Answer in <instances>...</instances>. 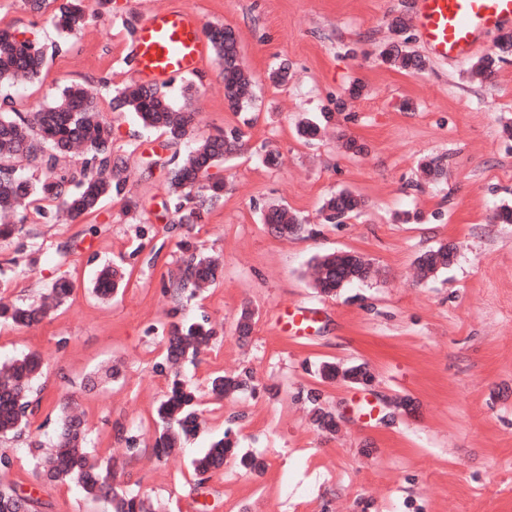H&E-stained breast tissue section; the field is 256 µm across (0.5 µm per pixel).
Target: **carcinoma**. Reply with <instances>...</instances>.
<instances>
[{"instance_id": "obj_1", "label": "carcinoma", "mask_w": 512, "mask_h": 512, "mask_svg": "<svg viewBox=\"0 0 512 512\" xmlns=\"http://www.w3.org/2000/svg\"><path fill=\"white\" fill-rule=\"evenodd\" d=\"M89 7L84 0H60L55 15L56 26L71 33L86 23ZM218 63L224 64V97L235 112L247 109L249 98H238L232 89L246 80L235 58L237 45H224V34L209 39ZM381 57L401 69L422 67L419 55L403 48L382 51ZM46 61L44 48L29 39H20L9 31H0V84L19 79L33 80L41 74ZM116 110L133 112L146 128L159 130L172 144L190 137L195 116L174 107L161 86L135 84L112 97ZM82 150L83 161L75 169L58 168L59 156L73 148ZM246 148V134L231 128L216 135L194 140L193 146L174 163L169 191L180 224H197L208 206L219 201L224 182L214 180L209 169ZM127 181L120 164L112 160L111 129L97 112L90 95L79 87H65L59 95L36 112L0 113V209L16 210L34 206L44 217L41 202H56L78 218L95 213L101 204L113 196H126ZM359 201L348 192L334 194L324 200L320 212L326 224H340L353 213ZM264 224L275 228L277 236L290 237L305 231L303 219L281 207H273L264 215ZM187 253L183 267L174 283L179 293L195 292L212 286L222 276V267L215 257L188 241L179 243ZM312 262L319 276L316 287L324 295L367 281V269L361 256L346 252L340 256L329 253L316 256ZM420 270L428 275L445 269L448 245L426 252L417 258ZM132 271L119 265L103 266L95 279L92 293L108 298L123 288ZM73 292L66 279L55 281L51 288L54 307L62 306ZM48 309L31 304L0 306V323L13 327H29L46 317ZM256 324L255 310L244 304L235 324L241 339L252 335ZM218 331L207 319L192 320L180 306L174 307L162 324L165 353L156 370L168 377L167 391L155 411L152 450L161 459L195 437L200 427V395L181 377L180 368L197 360L202 350L216 344ZM45 358L30 351L14 360L0 372V436L20 437L29 431V415L34 384L44 374ZM252 371L241 368L233 372L218 370L208 379V393L224 400L242 392L257 390ZM308 404L313 426L322 432L334 428L333 417L326 410L323 394L310 388L303 394ZM231 429L213 441L208 451L192 461L197 485H203L213 473L224 467V460L236 454L230 439ZM36 479L50 484L73 485L87 498L107 503V512H154L148 498L133 490L114 486L117 464L112 459L97 460L88 451V433L84 421L73 414L65 403L55 440L45 445L38 440L28 444ZM13 466L12 457L0 454V512H18L19 492L16 483L6 479Z\"/></svg>"}]
</instances>
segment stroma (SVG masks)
I'll return each instance as SVG.
<instances>
[{
  "label": "stroma",
  "instance_id": "1",
  "mask_svg": "<svg viewBox=\"0 0 512 512\" xmlns=\"http://www.w3.org/2000/svg\"><path fill=\"white\" fill-rule=\"evenodd\" d=\"M176 7L201 26L233 30L253 79L248 112H232L215 60L166 90L195 115L194 130L243 127L247 147L212 168L224 195L201 223H178L169 193L173 155L136 114L113 110L115 90L136 82L128 22ZM414 0H97L85 26L55 24L54 0L31 12L26 0H0V29L35 40L49 54L39 81L0 88V108L34 112L64 86L80 84L112 126V155L126 163L127 198L107 199L89 217L49 221L29 215L20 237L0 240V304L46 301L54 281L75 284L70 299L41 322L0 326V366L30 351L49 360L40 410L29 436L0 438L14 459L9 475L39 512H106L74 487L37 480L26 455L30 436L50 443L60 399L84 413L89 445L123 463V488L157 501L163 512H512V52L494 76L470 75L471 59L427 56L415 28L406 35L423 68L383 62L392 17L412 16ZM63 50L51 53L54 44ZM288 65L275 86L271 68ZM332 113L309 142L304 118ZM275 163H268V154ZM446 160L437 182L421 164ZM347 190L359 207L342 224H324L326 197ZM288 207L311 229L291 239L261 221ZM219 257L220 282L186 301L188 313L223 329L212 350L182 366L205 389L213 371L253 370L256 393L216 403L202 399L198 436L159 461L150 449L130 455L114 423L151 439L152 411L167 389L154 364L164 344L150 334L175 306L165 286L183 264L180 241ZM453 244L447 270L421 277L417 256ZM360 254L367 283L320 294L314 256ZM133 267L122 294L97 299L89 288L103 265ZM259 318L247 341L235 333L243 303ZM321 309L305 336L281 332L286 308ZM363 365L369 386L320 376L322 365ZM119 381L101 380L109 366ZM317 388L339 425L318 434L299 393ZM376 411L364 420L361 405ZM242 414L229 426L230 413ZM230 432L240 452L260 458L253 473L216 472L194 490L193 457Z\"/></svg>",
  "mask_w": 512,
  "mask_h": 512
}]
</instances>
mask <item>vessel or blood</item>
<instances>
[{"mask_svg":"<svg viewBox=\"0 0 512 512\" xmlns=\"http://www.w3.org/2000/svg\"><path fill=\"white\" fill-rule=\"evenodd\" d=\"M416 26L426 51L442 60L459 61L480 48L485 34L512 23V0H416ZM132 51L142 84L157 85L196 71L210 48L199 36L198 16L164 8L136 28ZM284 331L297 335L316 322L315 309L285 312Z\"/></svg>","mask_w":512,"mask_h":512,"instance_id":"1","label":"vessel or blood"}]
</instances>
